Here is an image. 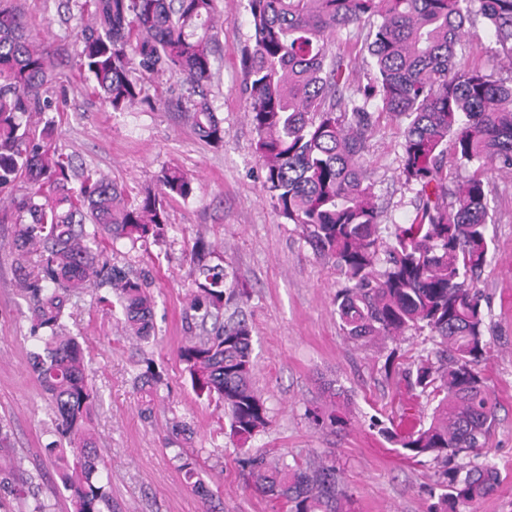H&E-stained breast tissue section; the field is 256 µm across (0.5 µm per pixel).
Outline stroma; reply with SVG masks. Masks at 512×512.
Instances as JSON below:
<instances>
[{
  "mask_svg": "<svg viewBox=\"0 0 512 512\" xmlns=\"http://www.w3.org/2000/svg\"><path fill=\"white\" fill-rule=\"evenodd\" d=\"M30 33L41 39L66 97L53 113L62 151L76 169L107 175L125 190L129 205L155 189V177L176 166L194 180L195 192L167 207L173 226L166 242H117L112 265L145 277L155 298V333L140 342L125 335L119 308L99 304L89 290L71 300L67 325L85 350L86 373L97 393L93 427L110 472L108 491L118 512H276L275 500L246 488L238 463L243 448L292 457L328 455L352 497V512H431L438 501L429 464L411 463L382 430L390 412L407 402L398 366L389 354L415 357L428 342L408 335L383 346H363L342 330L335 296L344 277L318 257L296 225L274 212L262 191L264 172L247 117L240 66L251 44L248 0H218L213 77L206 90L224 122V143L201 140L186 120V84L177 75L141 77L156 108L115 112L93 91L91 74L79 68L77 35L83 25L66 0H15ZM461 54L494 77L512 76L508 59L477 27ZM366 29L351 26L336 36L334 50L351 71V86L366 82ZM403 128L380 117L367 139L366 165L385 230L410 223L415 193L399 177ZM492 259L479 283L490 302L492 355L483 363L487 385L499 402L487 450L497 464L496 493L460 512H512V176L490 173ZM15 226L0 223V458L16 463V485L40 477V497L53 512H71L48 448L59 441L48 395L29 365V304L19 291L11 243ZM210 250V264L226 267L246 289L243 311L252 331L256 367L252 382L269 411L267 430L240 444L217 400L197 395L180 347L200 328L190 304L189 251ZM163 384L146 399L139 378L147 365ZM339 389L331 397L330 389ZM411 402V401H408ZM411 417L429 419L434 404L412 401ZM335 408L340 425L326 428L316 415ZM193 454L200 479L211 489L203 503L173 458Z\"/></svg>",
  "mask_w": 512,
  "mask_h": 512,
  "instance_id": "1",
  "label": "stroma"
}]
</instances>
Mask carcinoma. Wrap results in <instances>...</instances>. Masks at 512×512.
Here are the masks:
<instances>
[{
  "label": "carcinoma",
  "instance_id": "1",
  "mask_svg": "<svg viewBox=\"0 0 512 512\" xmlns=\"http://www.w3.org/2000/svg\"><path fill=\"white\" fill-rule=\"evenodd\" d=\"M470 0H248L254 44L241 55L247 115L262 161L263 191L275 212L297 225L314 253L334 261L345 285L336 311L345 334L365 342L395 341L428 331L432 348L403 369L408 390L437 400L429 422L387 431L404 456L434 464L440 512H456L493 494L500 473L485 449L497 400L479 366L490 357L491 330L478 287L492 239L485 168L512 172V79L496 80L457 59ZM87 23L79 35L82 66L114 112L144 97L134 71L175 74L197 99L188 109L196 135L224 142V126L204 86L212 78L216 0H74ZM486 29L512 59V0H479ZM369 25V81L349 95L350 71L331 36ZM24 13L0 0V211L11 210L15 271L31 310L38 345L29 363L49 395L56 432L52 464L73 512H116L103 481L105 462L90 428L95 393L84 349L67 334L66 305L74 294L106 285L122 309L129 335L153 336L154 297L148 283L117 272L102 243L164 241L166 202L194 194L177 167L157 175L158 189L125 203L107 176L76 174L72 156L56 143L54 121L22 123L52 109L54 64L26 35ZM404 123L400 176L416 189L411 223L386 242L364 160L374 112ZM456 164L478 167L448 184V150ZM190 309L207 334L178 356L193 389L224 403L231 433L246 442L265 431L268 409L254 391L252 333L243 318L224 320L228 273L192 252ZM173 459L202 496L196 461ZM248 485L286 512H349L335 461H287L244 451ZM15 465H0V493L15 492Z\"/></svg>",
  "mask_w": 512,
  "mask_h": 512
}]
</instances>
